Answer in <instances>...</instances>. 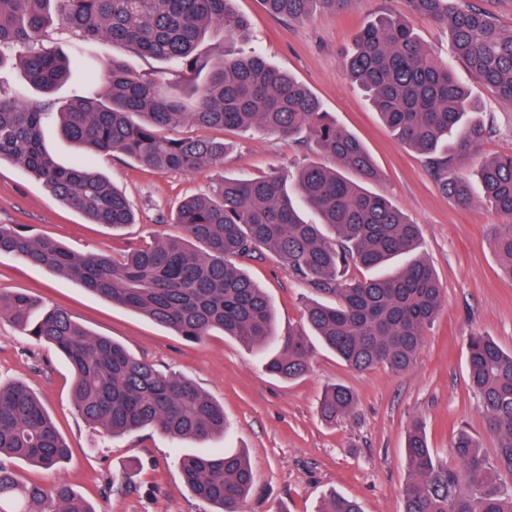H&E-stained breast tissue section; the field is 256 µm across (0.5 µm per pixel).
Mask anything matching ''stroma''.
<instances>
[{
  "instance_id": "obj_1",
  "label": "stroma",
  "mask_w": 512,
  "mask_h": 512,
  "mask_svg": "<svg viewBox=\"0 0 512 512\" xmlns=\"http://www.w3.org/2000/svg\"><path fill=\"white\" fill-rule=\"evenodd\" d=\"M233 7L249 24L252 46L365 143L380 173L372 190L390 197L420 226L419 253L436 271L444 294L412 367L399 374L382 365L358 372L320 349L304 376L277 378L232 338L215 333L198 343L186 341L141 313L10 254H0V293L24 291L41 307L66 309L90 333L122 344L164 372L193 380L223 405L227 432L208 446L218 453L247 454L254 489L243 512H319L333 492L358 500L364 512H401V488L409 473L406 434L413 421L425 423L440 458H447L462 425L487 456L495 454L496 439L468 386L467 339L482 333L512 351V277L493 248L500 219L486 207L462 208L449 200L424 157L393 140L344 73L355 32L383 15L407 13L406 0H353L345 12L319 11L301 23L270 16L262 0H234ZM44 39L63 52L78 43L70 30L55 26ZM81 46L85 67L77 81L103 84L106 47ZM457 73L494 121L483 154L512 153V106L499 103L465 68ZM224 137L233 145L224 161L194 173L158 174L122 156L91 158V167L124 192L135 212V224L116 232L67 207L23 168L2 162L0 224L56 240L77 255L118 256L154 235L179 234L173 219L181 201L210 194L224 178L285 177L321 160L296 138L260 130H228ZM244 266L270 297L278 331L302 326L313 289L276 260H248ZM15 382L40 395L71 448L69 461L54 469L15 462L21 479L44 486L67 483L95 512H210L185 486L178 465L181 456L198 450L197 442H172L152 426L113 438L95 431L72 404L66 359L0 319V384ZM332 383L356 394L351 416L335 424L318 413V397Z\"/></svg>"
}]
</instances>
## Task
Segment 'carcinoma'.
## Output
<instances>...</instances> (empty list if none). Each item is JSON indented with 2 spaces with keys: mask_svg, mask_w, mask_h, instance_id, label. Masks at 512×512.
<instances>
[{
  "mask_svg": "<svg viewBox=\"0 0 512 512\" xmlns=\"http://www.w3.org/2000/svg\"><path fill=\"white\" fill-rule=\"evenodd\" d=\"M232 0H0V67L14 60L24 84H0V162L33 175L55 197L91 222L118 230L135 223L125 195L80 159L61 165L45 146L53 127L65 140L101 155L121 154L158 174L195 171L224 161L222 138H175L166 127L261 129L303 133L316 153L335 166L309 164L292 179L276 174L224 178L209 195L190 197L177 210L180 236L158 235L119 258L78 256L49 238H32L0 224V253L52 269L112 303L146 315L183 339L199 342L221 332L264 354L269 374L295 379L305 374L315 345L348 367L383 365L408 370L426 329L442 303L433 267L412 256L419 225L366 183L378 178L363 143L343 129L319 100L293 77L248 46L247 23ZM267 11L291 22L318 9L337 10L349 0H263ZM413 11L448 31L453 62L461 63L498 100L512 106V30L478 6L453 0H408ZM53 25L82 41H96L168 66L179 84L167 88L111 61L105 92L83 86L64 102L52 97L80 65L81 53L45 46ZM244 44L233 56L212 60L197 53L209 29ZM453 62L436 58L406 17L386 15L358 31L345 71L382 123L402 146L424 155L441 190L452 201L476 202L471 179L455 172L460 154L479 158L475 171L481 203L501 219L494 249L512 277V153L482 157L493 130L480 106L458 81ZM315 213L310 223L302 210ZM276 258L288 273L316 293L307 327L281 336L269 297L235 260ZM384 275L349 278L352 267L388 266ZM37 301L25 293L0 294V318L19 332L61 352L74 373L75 408L108 436L154 426L174 441L204 442L224 433V409L192 380L166 374L123 346L91 335L63 309L35 318ZM470 386L496 438L494 458L466 427L459 428L450 460H438L422 424L406 440L410 472L402 512H512V351L481 333L468 338ZM356 397L334 384L324 389L319 413L330 423L349 417ZM69 457V448L39 396L23 384L0 386V512H94L66 483L50 488L24 482L4 460L46 469ZM183 480L217 512H241L253 473L241 454L208 448L179 461ZM321 512H363L359 502L332 494Z\"/></svg>",
  "mask_w": 512,
  "mask_h": 512,
  "instance_id": "obj_1",
  "label": "carcinoma"
}]
</instances>
